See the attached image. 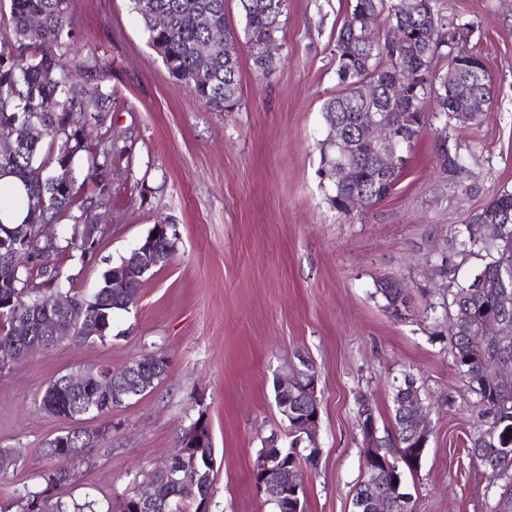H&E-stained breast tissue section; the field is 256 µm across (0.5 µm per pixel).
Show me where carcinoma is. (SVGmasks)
Instances as JSON below:
<instances>
[{"label": "carcinoma", "instance_id": "obj_1", "mask_svg": "<svg viewBox=\"0 0 512 512\" xmlns=\"http://www.w3.org/2000/svg\"><path fill=\"white\" fill-rule=\"evenodd\" d=\"M0 8V177L12 175L25 187L27 214L20 224L0 223V237L29 253L33 262L17 269L0 253V371L11 367L24 347L54 345L45 327L51 318L69 322L72 340L78 344L103 342L111 335L112 316L134 306L144 278L133 280L123 296L108 287L110 270L90 294L73 291V278L64 262L81 261L94 249L81 245V225L93 219L95 210L112 206V159L124 154L117 144L87 137L86 126L103 124L112 111V92L88 94L86 85L108 68L103 59L91 56L75 63L69 59L75 38L70 20V0H7ZM148 42L161 57L168 73L184 82L195 97L214 112H231L239 101V39H244L254 67L266 73L274 59L263 55L260 46L276 40L287 0H240L244 11L243 36L230 29L224 17V0H130ZM349 0L336 31V77L339 89L322 107L329 132L320 147L318 174L329 189L330 207L345 216L348 201L358 198L370 205L387 196L397 183L406 157L424 127L440 124L434 145L442 172L469 173L470 147L453 140L449 127L459 124L458 114L470 113V100L485 96L493 86L483 58L477 54L454 58L452 71L434 66L443 39L430 40L429 30L457 33L460 25L448 19L439 0ZM384 15L404 31L403 42L386 45L376 29L365 27V17ZM224 32L215 40L213 33ZM419 75L418 81L401 93L392 91L399 68ZM363 112H382L391 126L397 145L389 151L370 143L358 117ZM68 226V234L54 242L40 234L43 224ZM469 252L487 258L465 281L457 279L458 265L452 255L436 259V271L448 279V293L440 307L448 319V354L456 372L468 383L476 406L486 419V428L469 438L468 456L483 470L497 472L498 482L485 492L486 512H512V191L502 189L464 225ZM156 235L146 236L164 250V263L175 250L176 225L153 226ZM66 297L65 309L48 305L52 293ZM375 294L385 301L394 316L408 308L405 289L388 280L377 282ZM94 313L95 336L83 331L88 313ZM17 321L28 323L25 336H14ZM494 323L498 334L485 327ZM136 367L154 371L155 383L164 380L170 360L162 352L147 353L134 361ZM56 377L46 388L41 408L72 417L112 412L113 400L90 402L83 393ZM421 389L408 375L396 386L393 402L418 397ZM312 401L301 392L288 395L289 447L272 464L299 461L316 466L319 451L297 447L302 420L312 411ZM396 433L386 450L387 462L366 464V479L356 492L360 512H394L393 501L407 498L401 491L400 462H416L421 455L415 416L394 410ZM208 433L204 414L180 436V447L171 459L172 482L166 512H183L181 503L196 499L195 512H209L214 464L193 444ZM87 448L86 436L76 427L65 438L45 442L41 453L56 462L41 490H17L19 512H95L94 502L63 501L55 490L71 480L68 463Z\"/></svg>", "mask_w": 512, "mask_h": 512}]
</instances>
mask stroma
Listing matches in <instances>:
<instances>
[{
  "mask_svg": "<svg viewBox=\"0 0 512 512\" xmlns=\"http://www.w3.org/2000/svg\"><path fill=\"white\" fill-rule=\"evenodd\" d=\"M346 5L288 0L271 74L256 73L240 50L239 105L213 112L169 75L129 0H70L75 47L110 62L102 87L116 97L89 134L126 149L112 164L98 248L67 269L74 288L93 292L153 225H176L178 241L136 304L114 313L111 337L64 340L0 373V448L16 457L0 475V505L17 488H43L55 467L41 449L72 422L40 406L54 378L78 367L119 371L160 351L171 362L165 380L84 421L105 434L70 463L60 497L114 512L133 479L154 474L202 414L215 456L210 512H272L252 473L266 438L288 432L274 380L306 359L318 377L320 459L304 473L305 512H353L366 446L358 408L368 403L378 437L393 438L394 391L408 375L430 406L424 457L402 469L412 512H485L487 480L464 448L484 420L452 365L447 320L426 309L446 286L434 257L451 253L464 274L479 265L461 229L498 190L512 189V0H441L448 17L472 23L455 45L480 51L495 85L484 121L453 131L475 149L470 179L479 193L463 196L441 176L431 125L394 191L347 217L327 204L317 174ZM386 278L411 295L405 318L374 293Z\"/></svg>",
  "mask_w": 512,
  "mask_h": 512,
  "instance_id": "35a3bbf8",
  "label": "stroma"
}]
</instances>
